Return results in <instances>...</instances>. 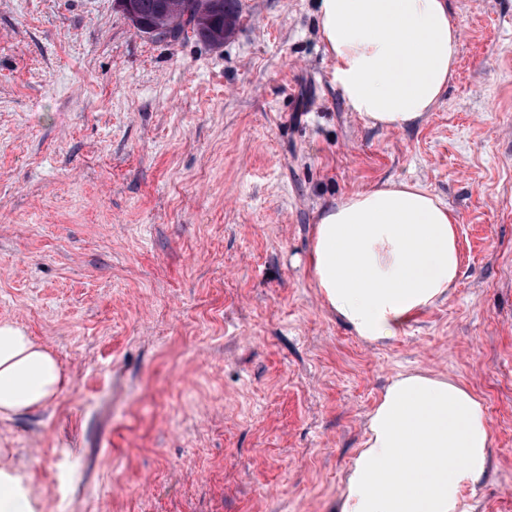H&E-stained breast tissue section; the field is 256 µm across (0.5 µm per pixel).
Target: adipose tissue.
<instances>
[{
  "mask_svg": "<svg viewBox=\"0 0 512 512\" xmlns=\"http://www.w3.org/2000/svg\"><path fill=\"white\" fill-rule=\"evenodd\" d=\"M321 39L347 104L402 130L432 111L462 49L451 0H317ZM326 307L362 340L398 336L447 300L463 255L456 213L419 184L388 181L321 212L308 258ZM64 384L52 354L0 324V417L50 403ZM480 398L454 379L398 375L369 412L339 512H459L464 488L491 465Z\"/></svg>",
  "mask_w": 512,
  "mask_h": 512,
  "instance_id": "1",
  "label": "adipose tissue"
}]
</instances>
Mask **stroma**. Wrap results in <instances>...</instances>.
<instances>
[{
  "instance_id": "obj_1",
  "label": "stroma",
  "mask_w": 512,
  "mask_h": 512,
  "mask_svg": "<svg viewBox=\"0 0 512 512\" xmlns=\"http://www.w3.org/2000/svg\"><path fill=\"white\" fill-rule=\"evenodd\" d=\"M448 89L403 131L347 106L315 0H241L214 48L136 32L113 0H0V323L69 383L0 419L30 512H338L399 373L484 402L512 512V0H452ZM388 180L459 220L447 301L368 343L308 264L319 211Z\"/></svg>"
}]
</instances>
